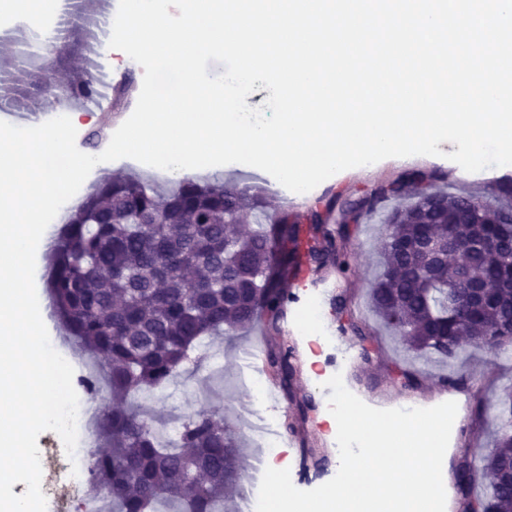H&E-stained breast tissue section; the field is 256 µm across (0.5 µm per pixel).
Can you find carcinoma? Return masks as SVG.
Here are the masks:
<instances>
[{
    "instance_id": "carcinoma-1",
    "label": "carcinoma",
    "mask_w": 512,
    "mask_h": 512,
    "mask_svg": "<svg viewBox=\"0 0 512 512\" xmlns=\"http://www.w3.org/2000/svg\"><path fill=\"white\" fill-rule=\"evenodd\" d=\"M388 198L396 204L370 308L407 349L454 361L461 335L483 336L512 314V222L463 223L478 196L402 176L344 203L332 225L334 198L302 219L286 210L268 219L264 189L219 178L202 186L186 177L165 191L136 177L93 186L59 231L46 283L62 336L107 377L112 406L96 418L91 476L112 512H228L249 473L237 427L219 409L202 408L165 444L128 398L168 384L206 337L235 336L257 323L281 335L293 279L302 270L345 273L338 243L348 241L347 224ZM248 214L257 224L242 235L234 225ZM491 236L500 241L496 250L477 248ZM420 237L448 243L449 260L400 247ZM466 281L491 284V300L471 306ZM450 290L458 301L451 315ZM294 359L284 340L267 351L268 369L288 396ZM511 461L512 406L483 468L466 462L457 474L468 512H512V487L500 479ZM487 475L489 495L471 496Z\"/></svg>"
}]
</instances>
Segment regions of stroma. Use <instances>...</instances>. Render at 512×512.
I'll return each mask as SVG.
<instances>
[{"label": "stroma", "instance_id": "stroma-1", "mask_svg": "<svg viewBox=\"0 0 512 512\" xmlns=\"http://www.w3.org/2000/svg\"><path fill=\"white\" fill-rule=\"evenodd\" d=\"M126 118L123 112L108 116L99 112L94 122L77 124V148L86 154L102 153ZM438 148L440 153L436 156L388 158L370 167L341 171L303 198L292 196L271 175L254 167L243 169L231 163L212 167L209 173L234 178L243 185L261 184L275 206H287L289 211L301 215L306 214L317 198L333 195L340 200H358L412 170L436 177L438 185L448 187L449 191L473 192L493 204L512 199V166L469 173L448 158L449 153L456 151V144L444 141ZM108 174L136 175L159 189L170 188L177 182L176 176L167 172L122 158L95 166L78 190V197H85L91 186ZM392 207V201H384L374 213L350 223V238L344 248L346 274L318 275L313 279L314 284L324 289L320 300L324 326L338 330L340 325L354 321L363 327L364 336L338 331L334 344L319 346L310 342L297 329L299 316L310 301L306 295L299 302L290 303L289 313L281 323L297 355L291 390L295 397H307L313 403L307 417L302 418L290 401L279 402L281 423L292 426L291 431L284 434L288 444V468L316 486L331 480L339 469L333 434L325 422L326 404L332 393L326 382L333 375H341L346 388L378 409L404 403L432 407L451 400L462 409L463 418L451 435L443 461L446 512H464L466 497L458 485L457 472L463 458H470L477 464L491 451L496 431L507 416L504 399L507 388H512V344L495 354L466 345L458 359L449 365L433 356L408 352L399 338L377 321L368 304L381 249L376 226L390 214ZM252 338V333L247 332L231 339L205 341L201 353L221 359V375L209 377L207 364H200L198 370L182 371L164 386L162 394L139 396V403L146 406L162 426L180 423L185 415L200 407L223 405L225 418L241 430V446L248 463H255L259 454V442L253 430L256 418L240 406L245 396L241 380L242 356ZM365 349L370 351V359H363L361 352ZM405 370L413 372L417 387L401 385L399 378ZM322 454L327 456L328 462L320 468L315 466L314 459Z\"/></svg>", "mask_w": 512, "mask_h": 512}]
</instances>
